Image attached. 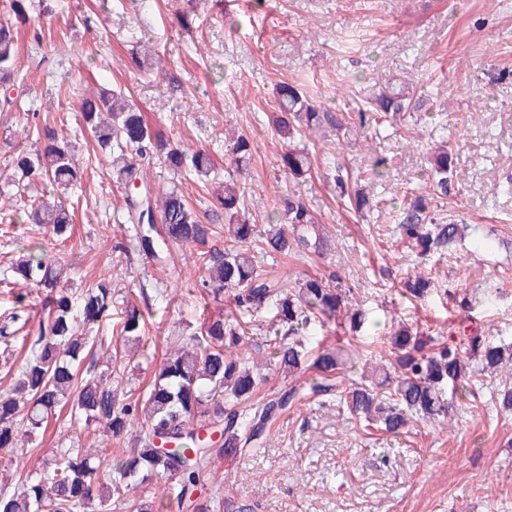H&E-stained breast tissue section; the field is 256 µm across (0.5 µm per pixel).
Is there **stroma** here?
Wrapping results in <instances>:
<instances>
[{
  "instance_id": "stroma-1",
  "label": "stroma",
  "mask_w": 512,
  "mask_h": 512,
  "mask_svg": "<svg viewBox=\"0 0 512 512\" xmlns=\"http://www.w3.org/2000/svg\"><path fill=\"white\" fill-rule=\"evenodd\" d=\"M19 32L10 103L0 102V193L30 207L33 190L18 191L5 162L33 152L28 113L51 109L59 136L71 142L85 173L64 199L74 209L71 236L51 240L37 224L7 221L0 212V321L16 294L30 292L12 264L23 247L42 243L48 258L67 266L73 292L111 279L112 315L94 335L120 347L130 305L151 291L146 317L149 359H125L110 368L123 383L147 387L176 337L194 332L209 315L197 291L198 249L174 248L177 273L115 233L127 207L112 181L110 156L81 132L82 98L115 89L181 148L209 152L208 179L177 175L153 160L144 180L179 187L196 210L224 183L225 136L245 134L255 150L249 162L245 207L251 223H266L279 198L296 189L328 239L324 256L279 258L277 273L290 277L337 273L353 302L375 325L355 337L356 374L387 362L392 324L447 330L462 322L496 339L512 340V0H29ZM154 46L160 62L142 72L133 52ZM294 81L318 102L349 113L367 106L373 90L409 83L430 97L429 113L391 125L355 127L351 143L336 134L311 135L312 178L295 184L280 164L286 143L272 128L274 88ZM448 144L458 153L457 172L439 217H454L467 231L438 265L412 260L397 242L389 206L422 184L417 143ZM388 161L374 193L388 205L360 215L336 196L329 166L342 165L366 182L376 158ZM435 270L440 284L467 294L461 310L442 292L410 303L397 289L408 274ZM512 387V363L480 378L462 417L448 425L420 422L404 434L371 432L343 403L307 400L274 423L259 452L214 460V484L232 477L236 498L250 512H512V411L493 399ZM84 425L60 416L38 449L24 456L0 449V489H16L22 476L42 470L60 444L89 447Z\"/></svg>"
}]
</instances>
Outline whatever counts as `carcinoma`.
Returning <instances> with one entry per match:
<instances>
[{"mask_svg": "<svg viewBox=\"0 0 512 512\" xmlns=\"http://www.w3.org/2000/svg\"><path fill=\"white\" fill-rule=\"evenodd\" d=\"M17 34L6 16H0V82L9 85L18 76ZM278 111L272 124L288 141L283 166L296 182L311 173L312 154L293 147L294 140L329 128L351 132L354 121L384 122L401 113L420 112L426 99L414 86L386 87L373 95L358 118L332 111L312 100L298 85L282 82L275 90ZM98 102L82 100L83 130L102 151L112 155V170L123 188L140 182L142 162L154 158L175 173L203 179L213 171L204 149L185 151L162 138L143 120L121 93L105 89ZM35 125L28 132L43 138L33 154L12 159L20 181L67 188L81 179V166L70 144L50 126V115L33 111ZM232 168L224 171V192L216 194L206 212L223 216L229 237L212 242L215 225L204 223L185 195L176 188L156 190L141 182V194L127 197L128 217L139 250L165 263L172 248H201L203 275L197 284L201 297L226 296L233 304L227 313L209 315L184 345L167 358L145 391L112 385L99 370L96 348L105 340L92 335L91 325L112 311V281L100 279L80 296L68 292L61 259L49 261L29 249L17 263V273L32 282L41 298L33 310L27 296H17L14 311L0 322V359L11 362L27 352L18 365L15 386L0 392V448H16L25 441L38 446L51 420L69 411L70 421L102 429L106 454L79 447L55 449L43 472L24 476L19 490L0 489V512H82L96 502L112 512H162L163 502L150 498L152 486H167L168 498L191 512H213L214 498L202 496L215 458L257 451L272 427L304 398L339 396L349 414L365 426L389 434L409 431L413 419L438 422L459 410L473 392L468 385L498 365L512 361V341L489 339L461 325L449 340L403 327L390 336L391 359L374 377L341 379V370L354 355L344 345L307 349L301 332L316 325L329 336L340 330L359 332L369 323L368 313L347 308L351 289L335 272L290 280L272 274L255 260L276 255L317 254L326 250L318 220L296 193L280 198L275 218L252 224L244 212V188L236 176L252 156V143L238 135L227 144ZM456 157L442 144L430 152L424 181L429 189L408 192L396 209L395 232L427 260L443 254L462 238L464 226L436 222L434 199L448 195ZM352 176L336 171L333 180L341 200L362 214L373 208L369 185L351 187ZM58 240L70 238L72 214L57 199L33 201L25 212ZM432 278L422 273L406 276L398 293L408 301L433 291ZM274 308L269 331V362L290 377L311 374L275 394L256 397L266 379L249 362V337L242 318ZM145 316L132 307L121 327L123 341L142 351ZM121 449L112 451V444Z\"/></svg>", "mask_w": 512, "mask_h": 512, "instance_id": "cac0c4a2", "label": "carcinoma"}]
</instances>
